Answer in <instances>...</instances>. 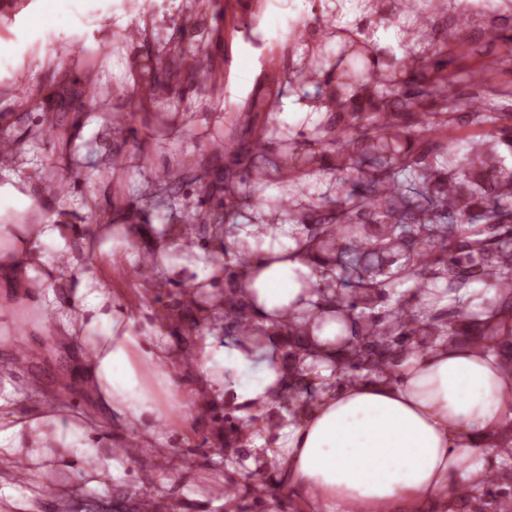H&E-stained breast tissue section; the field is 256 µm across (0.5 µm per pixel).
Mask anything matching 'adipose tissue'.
Instances as JSON below:
<instances>
[{
  "mask_svg": "<svg viewBox=\"0 0 512 512\" xmlns=\"http://www.w3.org/2000/svg\"><path fill=\"white\" fill-rule=\"evenodd\" d=\"M365 0H320L321 15H336L353 35L386 48L405 33L404 16L371 19ZM89 238L101 262L113 268L147 264L167 270L173 254L186 256L190 286L209 287L220 273L212 252L182 225L157 224L152 245L138 224H92ZM240 236L252 251L239 279V297L275 327L283 311L302 321L317 312L316 265L305 236L256 207ZM65 225L0 224V293L40 305L62 272L74 273L76 304L52 327H39L44 345L72 352L76 383L91 401L77 410L58 399H25L12 383V364L0 365V471L24 463L37 493L17 501L0 489L5 512H42L46 490L57 489L70 464L88 472L111 464L103 434L118 427L147 448L165 418L150 391L158 378L173 384L195 366L199 388L180 397L186 419L199 408L226 401L246 419L256 455L275 461L277 475L302 512H431L447 506L457 487L486 484L485 450L493 433L512 419V364L471 344L441 345L404 358L394 382H357L327 392L308 409L279 421L265 442L267 412L282 391L278 353L258 361L246 347L217 345L202 333L190 359L162 343L167 317L138 323L129 296L103 278L78 272Z\"/></svg>",
  "mask_w": 512,
  "mask_h": 512,
  "instance_id": "ef3b65f1",
  "label": "adipose tissue"
}]
</instances>
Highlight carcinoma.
Wrapping results in <instances>:
<instances>
[{"label": "carcinoma", "instance_id": "carcinoma-1", "mask_svg": "<svg viewBox=\"0 0 512 512\" xmlns=\"http://www.w3.org/2000/svg\"><path fill=\"white\" fill-rule=\"evenodd\" d=\"M341 48L336 60L334 96L363 89L368 102L346 99L347 111L336 123L318 128L316 149L289 150L280 171L297 183L328 161L335 195H319L309 211L282 203L288 221L304 227L311 257L323 267L316 287L336 309V322L348 337L336 339L331 356L340 382L394 380L404 356L423 353L439 341L475 343L496 354L511 355L512 344L496 342L512 336V296L498 325L482 320L496 303L479 305L469 299L429 319L419 317L422 294L442 281L450 293L478 283L487 288L512 289V165L499 146L512 154V113L477 112L489 126L480 138L465 141L444 134L453 113L448 92L453 84L447 45L429 58L407 55L399 60L383 52L374 63L357 51L346 29L336 28ZM431 70L434 84L415 89L419 77ZM404 75L401 82L395 74ZM249 143L233 137L225 151L243 162L252 150L265 146L267 125L254 127ZM254 197L238 195L224 202V217L208 213L203 220L218 224L224 239L233 240V256L225 262L224 339L226 347H271L285 360L280 407L296 414L318 379L308 376L304 361L321 359L313 334L288 320L267 330L256 324L252 309L235 295L236 278L250 264L248 245L237 240L241 225L231 223L238 211L252 206ZM250 442L240 420L224 417V453L237 452ZM277 465L260 462L262 480L239 484L237 501L260 496L258 487ZM454 497L479 498L484 512H512V466L489 474L478 495L461 487Z\"/></svg>", "mask_w": 512, "mask_h": 512}]
</instances>
